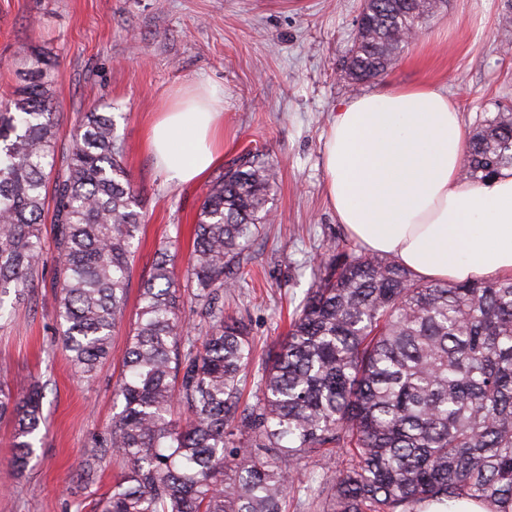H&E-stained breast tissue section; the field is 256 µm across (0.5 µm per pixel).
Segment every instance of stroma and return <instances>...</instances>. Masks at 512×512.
<instances>
[{"mask_svg":"<svg viewBox=\"0 0 512 512\" xmlns=\"http://www.w3.org/2000/svg\"><path fill=\"white\" fill-rule=\"evenodd\" d=\"M362 0H0V104L21 84L31 49L55 61L50 89L62 134L83 112H112L124 166L139 193L144 223L126 316L112 356L93 382L80 380L57 343L49 300L53 250L35 290L0 318V379L14 393L41 380L46 426L29 470L9 464L12 425L0 421V512H93L118 472L101 463L87 487L79 466L113 414L112 389L135 321L140 285L164 242L177 246L175 278L185 283L192 226L210 181L242 152L278 170L273 220L224 296V313L244 318L256 345L245 395L285 335L313 272L333 244L360 246L338 224L324 190L325 136L337 105L387 88L433 83L459 103L467 130L497 108L512 110V0H448L384 76L351 83L343 60L357 33ZM209 81L224 97V157L206 180L169 182L145 147L146 130L175 93Z\"/></svg>","mask_w":512,"mask_h":512,"instance_id":"obj_1","label":"stroma"}]
</instances>
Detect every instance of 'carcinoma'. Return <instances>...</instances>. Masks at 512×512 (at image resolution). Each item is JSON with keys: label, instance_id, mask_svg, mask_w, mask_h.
Wrapping results in <instances>:
<instances>
[{"label": "carcinoma", "instance_id": "cac0c4a2", "mask_svg": "<svg viewBox=\"0 0 512 512\" xmlns=\"http://www.w3.org/2000/svg\"><path fill=\"white\" fill-rule=\"evenodd\" d=\"M445 0H371L345 61L356 81L382 76ZM0 109V312L34 288L52 206L60 344L76 375L95 377L125 316L144 221L112 113H83L58 151L50 59L34 52ZM512 169V112L483 118L461 176ZM277 185L273 165L238 156L204 193L185 287L160 248L113 387L116 412L80 466L124 470L95 512H288L296 486L323 512H426L467 499L512 512V279L424 282L393 257L328 249L313 287L239 406L254 349L248 324L224 315ZM198 322L185 323L184 299ZM37 380L13 396L12 463L24 470L44 422ZM342 449L346 466L304 479L302 462Z\"/></svg>", "mask_w": 512, "mask_h": 512}]
</instances>
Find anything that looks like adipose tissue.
Here are the masks:
<instances>
[{
	"label": "adipose tissue",
	"mask_w": 512,
	"mask_h": 512,
	"mask_svg": "<svg viewBox=\"0 0 512 512\" xmlns=\"http://www.w3.org/2000/svg\"><path fill=\"white\" fill-rule=\"evenodd\" d=\"M224 100L186 86L159 112L147 147L169 182L195 183L224 156ZM468 132L433 84L341 103L324 147L326 198L348 236L433 282L512 278V172L460 177Z\"/></svg>",
	"instance_id": "obj_1"
}]
</instances>
